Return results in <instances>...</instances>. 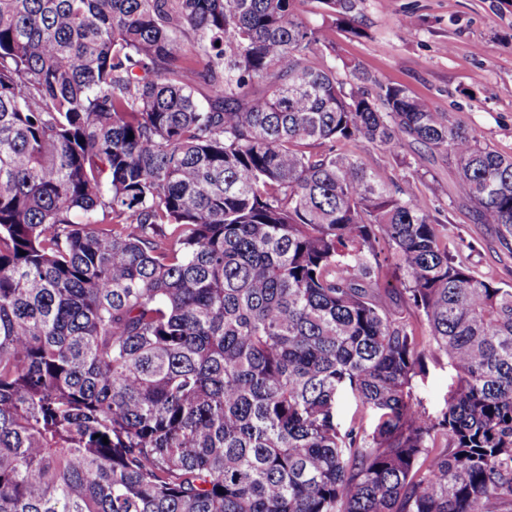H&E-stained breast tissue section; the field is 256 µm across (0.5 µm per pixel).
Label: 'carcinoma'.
<instances>
[{
	"label": "carcinoma",
	"mask_w": 512,
	"mask_h": 512,
	"mask_svg": "<svg viewBox=\"0 0 512 512\" xmlns=\"http://www.w3.org/2000/svg\"><path fill=\"white\" fill-rule=\"evenodd\" d=\"M293 2L0 0V512H512V287L336 144L447 156L505 241L512 157ZM425 363L426 374L418 378L417 392L426 410L435 416L445 406L448 390L453 384L455 374L444 357L436 358L427 353ZM379 419V413L362 406L351 394L343 395L337 405L336 423L341 431L354 426L365 434H372Z\"/></svg>",
	"instance_id": "obj_1"
}]
</instances>
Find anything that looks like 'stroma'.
Listing matches in <instances>:
<instances>
[{"mask_svg":"<svg viewBox=\"0 0 512 512\" xmlns=\"http://www.w3.org/2000/svg\"><path fill=\"white\" fill-rule=\"evenodd\" d=\"M356 32L336 29V43L318 61L347 85L362 76L388 77L431 108L450 112L463 128L503 156H512V0H356ZM358 64L360 75L347 70ZM383 176L403 178L407 193L448 221V248L473 276L512 285V241L495 225L474 223L464 192L447 163L418 157L406 145L398 154L366 141L339 143ZM417 392L438 415L454 372L446 358L427 356Z\"/></svg>","mask_w":512,"mask_h":512,"instance_id":"35a3bbf8","label":"stroma"}]
</instances>
